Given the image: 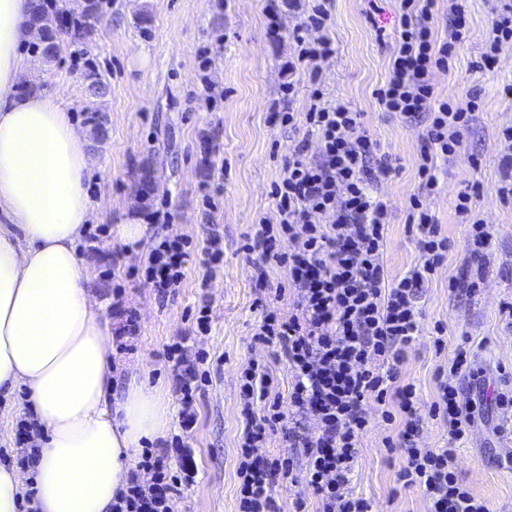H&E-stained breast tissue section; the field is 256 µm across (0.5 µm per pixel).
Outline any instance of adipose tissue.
Returning a JSON list of instances; mask_svg holds the SVG:
<instances>
[{
    "mask_svg": "<svg viewBox=\"0 0 512 512\" xmlns=\"http://www.w3.org/2000/svg\"><path fill=\"white\" fill-rule=\"evenodd\" d=\"M36 32L29 0H0V391L27 387L46 429L32 477L0 466V512H17L28 479L38 512H112L169 410L156 389L112 393V323L76 250L94 164L61 95L21 90Z\"/></svg>",
    "mask_w": 512,
    "mask_h": 512,
    "instance_id": "1",
    "label": "adipose tissue"
}]
</instances>
